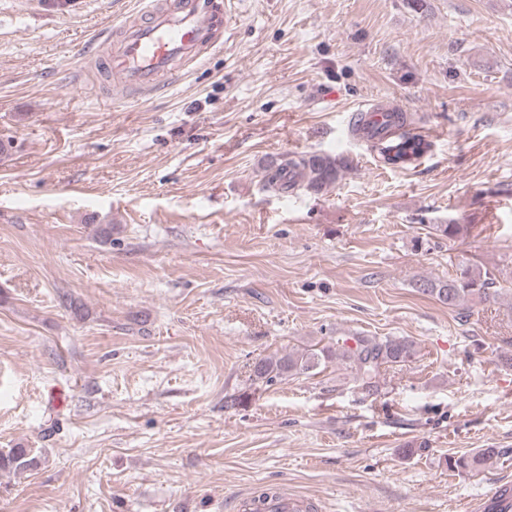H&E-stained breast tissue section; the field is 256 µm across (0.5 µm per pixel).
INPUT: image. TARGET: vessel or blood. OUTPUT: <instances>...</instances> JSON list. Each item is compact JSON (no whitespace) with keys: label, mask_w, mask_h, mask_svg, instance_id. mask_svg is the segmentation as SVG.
<instances>
[{"label":"vessel or blood","mask_w":512,"mask_h":512,"mask_svg":"<svg viewBox=\"0 0 512 512\" xmlns=\"http://www.w3.org/2000/svg\"><path fill=\"white\" fill-rule=\"evenodd\" d=\"M230 18L223 0H148L138 16L114 32L101 64L113 78L116 93L147 98L160 91L175 62L202 61L216 48L217 32ZM389 107L371 105L357 119L369 139L383 142L390 130ZM309 497L280 491L265 503V512H310ZM469 512H512V482L499 483L475 498Z\"/></svg>","instance_id":"1"}]
</instances>
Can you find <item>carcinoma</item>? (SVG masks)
Listing matches in <instances>:
<instances>
[{"instance_id": "cac0c4a2", "label": "carcinoma", "mask_w": 512, "mask_h": 512, "mask_svg": "<svg viewBox=\"0 0 512 512\" xmlns=\"http://www.w3.org/2000/svg\"><path fill=\"white\" fill-rule=\"evenodd\" d=\"M395 128L391 141L397 144L395 154L387 156L385 163L395 165L408 162L430 150V141L407 129V116L392 113ZM340 172L336 160L326 156H309L288 159L269 169L263 181L267 191L286 193L303 190L318 193L333 184ZM470 224H436L435 234L449 239L462 238L470 233ZM497 280L487 270L467 265L448 280L421 279L418 290L450 308H458L469 300L486 301L497 296ZM416 353L414 343L405 337L386 336L382 339L369 336H349L336 343V351L322 349L318 352L288 353L281 357L263 358L255 362L252 380L271 383L286 375L308 374L321 365V361L336 357L356 365L361 386L367 392H378L381 368L410 361ZM38 465V457L29 448H11L0 452V470L22 473Z\"/></svg>"}]
</instances>
